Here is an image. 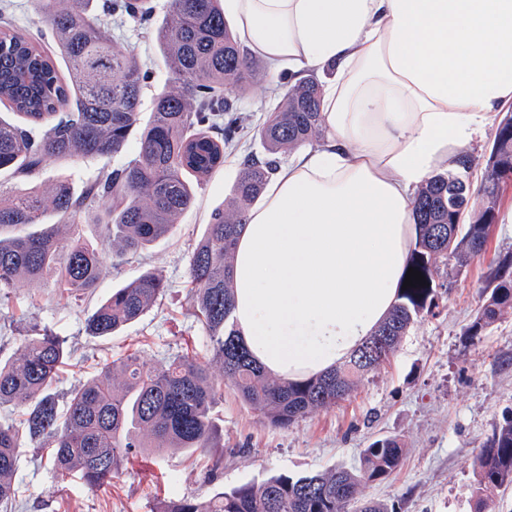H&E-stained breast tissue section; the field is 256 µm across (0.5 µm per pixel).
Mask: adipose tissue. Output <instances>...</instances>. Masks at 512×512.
<instances>
[{
    "label": "adipose tissue",
    "instance_id": "obj_1",
    "mask_svg": "<svg viewBox=\"0 0 512 512\" xmlns=\"http://www.w3.org/2000/svg\"><path fill=\"white\" fill-rule=\"evenodd\" d=\"M273 71L327 73L324 142L279 166L234 256L249 349L295 380L342 361L395 303L415 191L512 103V0H224Z\"/></svg>",
    "mask_w": 512,
    "mask_h": 512
}]
</instances>
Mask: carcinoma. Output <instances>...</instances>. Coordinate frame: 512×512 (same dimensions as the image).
I'll use <instances>...</instances> for the list:
<instances>
[{"instance_id": "cac0c4a2", "label": "carcinoma", "mask_w": 512, "mask_h": 512, "mask_svg": "<svg viewBox=\"0 0 512 512\" xmlns=\"http://www.w3.org/2000/svg\"><path fill=\"white\" fill-rule=\"evenodd\" d=\"M47 21L54 49L21 29L0 26V173L34 176L48 162L103 158L122 152L140 130L135 158L103 168L75 193L65 179L41 193L30 187L0 190V298L20 283L53 278L61 294L77 297L96 287L104 254H135L165 237L194 199V188L224 163L238 130L225 94L240 93L264 74L247 58L224 19L222 0H168L164 21L153 25L148 0H31ZM127 17L149 30L170 73L142 119L140 99L148 70L104 26ZM321 89L312 77L290 85L258 130L266 156L250 157L229 199L212 213L188 269L194 317L205 327L212 358L238 398L271 425L287 428L316 408L349 396L370 370L388 361L410 326L436 315L449 291L448 262L461 269L486 248L498 219L500 185L512 181V115L499 123L484 183L473 190L472 160L428 179L414 196L420 233L407 267L424 286L399 288L385 318L345 362L312 378L288 380L268 371L246 348L234 319L233 258L251 206L277 170V156L323 135ZM482 204L474 209L472 198ZM104 227L100 245L79 227L89 215ZM166 283L152 271L118 288L87 321L92 336H110L143 316ZM512 311V253L499 258L473 319L464 328L473 343ZM71 357L68 340L47 327L24 338L16 357L0 361V408L19 407V425L0 423V506L15 499L18 448L27 438L46 450L55 468L90 487L118 476L129 455L151 447L187 453L213 447V409L222 397L209 365L188 352L160 366L136 353L73 389L60 410L54 384ZM153 444L148 445L143 437ZM406 448L384 437L364 449L352 468L303 476L279 474L205 497L182 496L161 512H389L362 500L369 483L384 482L402 466ZM474 512L512 485V410L503 412L474 461Z\"/></svg>"}]
</instances>
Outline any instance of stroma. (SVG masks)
Returning <instances> with one entry per match:
<instances>
[{"instance_id": "stroma-1", "label": "stroma", "mask_w": 512, "mask_h": 512, "mask_svg": "<svg viewBox=\"0 0 512 512\" xmlns=\"http://www.w3.org/2000/svg\"><path fill=\"white\" fill-rule=\"evenodd\" d=\"M119 33L129 52L150 71L140 107L141 112H150L169 71L150 34L129 20ZM285 90V85L262 75L249 92L234 95L243 128L226 148L223 164L197 188L193 206L167 237L140 254L119 261L105 258L96 288L79 298H61L49 281L37 288H15L0 305V358L18 352L29 326H47L66 336L73 354L55 384L62 397L105 365L134 352L157 365L184 346L209 359L206 333L190 314L191 254L214 209L230 197L247 155H263L257 130ZM136 153L132 139L120 154L104 161L51 162L29 181L1 174L0 189L18 190L31 181L48 187L64 177L79 191L102 165L120 166ZM510 252L512 182L500 191L497 225L486 252L454 275L438 314L415 322L393 357L365 374L345 400L282 429L244 405L234 390L225 389L214 409V448L193 454L143 449L130 456L121 475L95 488L61 476L44 451L23 441L16 512H160L163 501L172 497L228 491L280 473L300 476L351 467L364 448L386 436L402 439L406 458L396 475L367 486L365 498L385 502L396 512H472L476 453L503 411L512 408V313L473 344H464L462 332L496 259ZM148 270L161 274L167 285L156 303L113 335L89 336L86 320L98 305L113 289Z\"/></svg>"}]
</instances>
